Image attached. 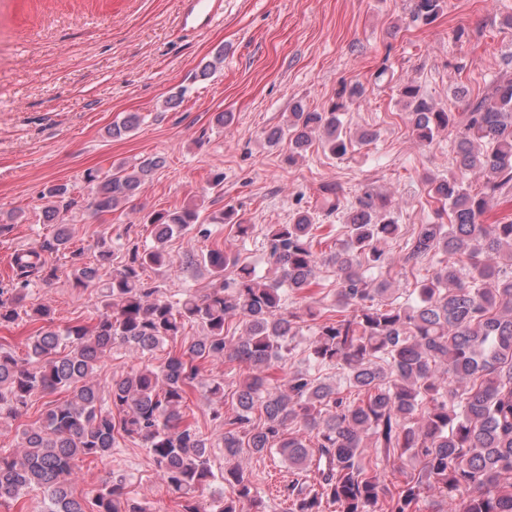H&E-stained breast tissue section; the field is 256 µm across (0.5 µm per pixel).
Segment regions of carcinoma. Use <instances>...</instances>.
Masks as SVG:
<instances>
[{
  "label": "carcinoma",
  "instance_id": "cac0c4a2",
  "mask_svg": "<svg viewBox=\"0 0 512 512\" xmlns=\"http://www.w3.org/2000/svg\"><path fill=\"white\" fill-rule=\"evenodd\" d=\"M443 3L412 0L408 24L433 23ZM506 66L507 77L463 95L459 112L436 107L412 81L397 87L414 139L429 147L448 133L454 168L427 179L436 207L405 240L392 195L366 190L352 203L338 184L322 183L315 211L267 225L273 279L257 275L237 249L206 248L186 263L205 270L213 286L201 297L173 301L148 287L143 271L173 264L166 243L174 235L194 230L207 240L211 231L196 204L154 211L144 217L153 245L134 244L119 255L112 242L97 243V261L111 267L106 282L97 267L74 269L75 286L100 289L103 310L62 329L53 325L49 307L26 305L30 276L51 277L54 269L37 250L17 254L16 280L0 288V327L23 314L42 325L27 337L26 357L0 346V425L27 412L36 393L68 395L50 401L21 431L19 451L0 453V504L22 510V491L36 487L44 492V512H147L125 497L121 475L91 497L75 488L80 464L112 457L122 439L145 443L179 512H266L238 468L214 471L211 438L186 412L191 395L202 389L219 403L211 422L223 430L224 456L244 448L258 455L275 450L288 461L294 478L281 494L289 512H323L326 503L339 512H372L381 499L387 512H413L424 490L441 500L438 512H512V219L484 223L494 202L512 195V54ZM364 94V86L344 84L321 111L298 103L267 138L288 141L290 163L316 138L342 157L353 143L340 113ZM138 124L139 116L130 114L108 133L121 138ZM162 164L152 156L131 170L119 165L106 176L87 172L95 210L110 213L132 201ZM473 179L483 182L475 194ZM67 194L65 185H51L44 194V220L57 226L48 245L55 251L68 249L72 239ZM316 211L345 218L329 225L336 239L327 251L319 249L324 225ZM210 222L227 226L242 243L254 229L231 205ZM400 239L403 254L396 259L390 246ZM423 262L435 263L432 274L399 300L390 271L397 263L412 268ZM323 268L335 277L331 304L310 295ZM290 299L303 305L291 309ZM234 319L245 335L231 346ZM189 322L200 324L203 334L156 366L119 375L108 394L101 392L96 368L112 349L128 346L151 358ZM305 323L312 336L304 365L277 374L293 358L291 343ZM235 361L246 372L236 382L235 410L227 414L224 378L206 374V366ZM330 369L343 371V383L324 376ZM256 408L263 415L257 423ZM306 433L316 446L307 444ZM367 448L415 468L389 487ZM309 471L318 480L311 490L304 481ZM217 482L230 495L201 502L198 493Z\"/></svg>",
  "mask_w": 512,
  "mask_h": 512
}]
</instances>
